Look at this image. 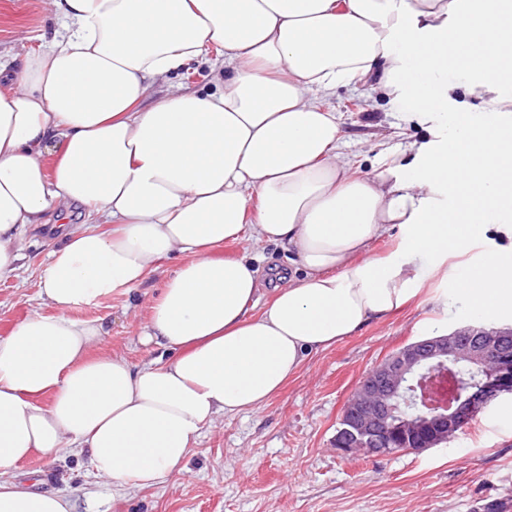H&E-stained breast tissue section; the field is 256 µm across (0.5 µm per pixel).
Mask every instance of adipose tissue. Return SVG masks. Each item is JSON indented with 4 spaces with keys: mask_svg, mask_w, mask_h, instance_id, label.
Returning a JSON list of instances; mask_svg holds the SVG:
<instances>
[{
    "mask_svg": "<svg viewBox=\"0 0 512 512\" xmlns=\"http://www.w3.org/2000/svg\"><path fill=\"white\" fill-rule=\"evenodd\" d=\"M66 22L0 83V281L49 211L81 205L42 268L34 314L0 337V512H69L13 480L33 454L69 445L115 490L180 471L203 426L250 412L306 355L400 310L420 291L414 257L441 268L475 314L512 313V245L473 253L491 214L512 215V0H52ZM216 90L152 86L210 47ZM456 57L493 119L455 113L446 143L410 176H361L322 98L369 78L412 111H439L427 80ZM111 225L103 233L101 225ZM390 255L372 251L392 231ZM274 244L289 273L224 242ZM179 256L142 340L170 359L91 356L105 318L73 310L141 286ZM268 302H261V295Z\"/></svg>",
    "mask_w": 512,
    "mask_h": 512,
    "instance_id": "adipose-tissue-1",
    "label": "adipose tissue"
}]
</instances>
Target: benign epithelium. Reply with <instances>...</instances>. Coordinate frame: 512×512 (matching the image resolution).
Here are the masks:
<instances>
[{"mask_svg":"<svg viewBox=\"0 0 512 512\" xmlns=\"http://www.w3.org/2000/svg\"><path fill=\"white\" fill-rule=\"evenodd\" d=\"M463 361L480 377L450 401L430 399L436 377ZM512 395V329L464 325L401 347L356 385L342 411L334 444L345 455L412 452L436 447L463 431L489 403Z\"/></svg>","mask_w":512,"mask_h":512,"instance_id":"obj_1","label":"benign epithelium"}]
</instances>
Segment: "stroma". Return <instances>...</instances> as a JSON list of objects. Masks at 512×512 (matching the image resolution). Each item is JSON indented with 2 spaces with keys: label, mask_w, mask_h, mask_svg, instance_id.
Masks as SVG:
<instances>
[{
  "label": "stroma",
  "mask_w": 512,
  "mask_h": 512,
  "mask_svg": "<svg viewBox=\"0 0 512 512\" xmlns=\"http://www.w3.org/2000/svg\"><path fill=\"white\" fill-rule=\"evenodd\" d=\"M63 21L49 0H0V64L15 68L28 52L49 42ZM435 94L450 91L449 112L471 121L490 118L467 69L449 65L431 80ZM359 110L350 112L348 102ZM358 173L386 164L410 166L420 143L430 139L403 103L367 82L343 85L326 97ZM84 223L80 209L68 219L50 214L29 237L20 280L0 283V337L26 317L53 314L39 303L41 266L60 242L61 222ZM176 265L165 259L143 285L128 294L76 310L81 319L104 317L110 334L98 351L135 364L163 357L140 341L149 301ZM455 260L426 275L421 294L394 316L369 323L358 334L310 353L299 372L259 409L222 416L204 426L183 463L164 483L124 492L95 475L85 456L61 449L19 465L18 481L64 496L72 512H484L495 500L512 499V396L490 403L462 432L425 451L345 455L334 436L343 407L358 381L399 347L475 323L466 298L452 292ZM448 289L447 305L432 297Z\"/></svg>",
  "instance_id": "35a3bbf8"
}]
</instances>
